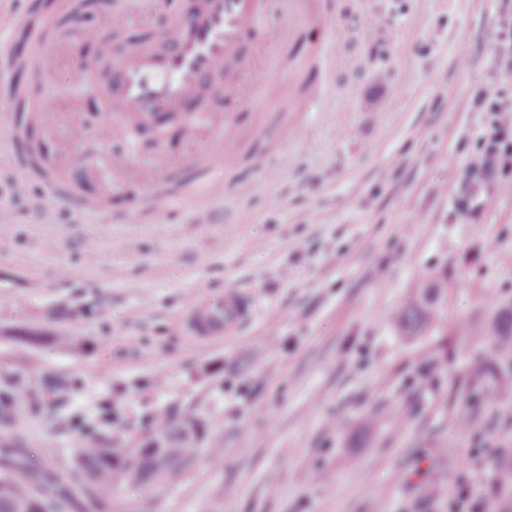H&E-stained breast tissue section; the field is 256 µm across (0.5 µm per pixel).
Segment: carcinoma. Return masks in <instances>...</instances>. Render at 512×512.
<instances>
[{
	"label": "carcinoma",
	"mask_w": 512,
	"mask_h": 512,
	"mask_svg": "<svg viewBox=\"0 0 512 512\" xmlns=\"http://www.w3.org/2000/svg\"><path fill=\"white\" fill-rule=\"evenodd\" d=\"M437 295L435 285H430L420 298L412 301L398 314L399 325L414 332L420 329L432 316V303ZM495 335L499 336L498 357L483 372V377L494 384L512 383V309L503 310L494 324ZM190 448H147L136 456H126L112 447L86 449L79 457V467L89 479L81 490L56 481L46 473L38 472L33 480L22 485L8 474L0 475V512H51L47 497L57 502H69L80 507L79 497L93 499L96 512H109L111 508L112 485L117 474H124L139 480L150 474L176 467Z\"/></svg>",
	"instance_id": "obj_1"
}]
</instances>
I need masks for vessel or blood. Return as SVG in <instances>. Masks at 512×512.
Masks as SVG:
<instances>
[{
    "label": "vessel or blood",
    "instance_id": "obj_1",
    "mask_svg": "<svg viewBox=\"0 0 512 512\" xmlns=\"http://www.w3.org/2000/svg\"><path fill=\"white\" fill-rule=\"evenodd\" d=\"M272 0H199L195 11L176 16L152 39L118 48L112 57V79L101 88L93 66L72 61L67 74L72 84L104 92L109 110L100 139L109 143L126 139L129 127L154 125L160 116H172L181 124L184 140H195L200 125H207L203 144L182 157L178 165L158 158L139 181L144 207L114 210L112 198L126 186L124 175L133 166L128 154H113L109 161V189L89 194L85 185L93 176L91 160L78 156L85 130L78 118L56 124L46 99L34 100L29 112L0 113V130L14 143L0 156V173L28 179L31 141H63L71 148L67 156H44L40 168L43 190L34 201L43 221L57 210L70 213L74 223L94 220L101 224H163L167 221L165 201L172 186L193 185L195 191L208 188V174L232 163L238 156L239 141L234 133L236 113L241 108H259L264 94L276 86L292 95L287 79L289 63L304 65V84L309 98L333 102L336 61L343 53L327 28L334 17L337 0H280L281 12L270 9ZM78 16L68 0L58 14L44 17L41 32L27 51L13 56L1 51L8 65L45 80L55 69L65 48L90 34L79 28ZM265 24L269 36L258 57H250L247 37L258 24ZM27 9L16 8L12 0H0V29L30 26ZM288 155L273 157L254 148L250 170L269 175L277 165L289 164ZM190 336L202 342L219 341L239 333L257 315L253 301L236 287H226L218 297L195 295L186 308Z\"/></svg>",
    "mask_w": 512,
    "mask_h": 512
}]
</instances>
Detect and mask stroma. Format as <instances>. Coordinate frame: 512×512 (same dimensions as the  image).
<instances>
[{
  "instance_id": "obj_1",
  "label": "stroma",
  "mask_w": 512,
  "mask_h": 512,
  "mask_svg": "<svg viewBox=\"0 0 512 512\" xmlns=\"http://www.w3.org/2000/svg\"><path fill=\"white\" fill-rule=\"evenodd\" d=\"M192 4L143 18L98 0L80 26L111 18L121 39L147 40ZM510 13L512 0H340V104L274 86L241 115L242 156L211 171L221 192L207 199L233 212L229 228L189 223L194 203L176 194L164 224H75L64 211L41 224L38 182L0 177L12 217L0 224V389L15 396L0 468L13 448L71 481L74 423L105 406L115 450L152 444L159 414L170 447H195L173 471L120 480L111 512H448L463 477L482 512H512V489L493 486L475 450L488 437L512 467V389L477 381L512 307V188L465 224L448 179L477 150L484 35ZM11 85L60 112L80 105L83 151L96 154L104 105L65 69L42 83L10 73L0 102ZM259 145L292 164L224 197ZM181 148L172 125L164 141L146 129L112 146L140 169ZM433 278L444 288L432 320L403 330L396 314ZM229 285L253 299L255 320L221 343L192 339L189 296Z\"/></svg>"
}]
</instances>
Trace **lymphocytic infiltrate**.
<instances>
[{"label": "lymphocytic infiltrate", "mask_w": 512, "mask_h": 512, "mask_svg": "<svg viewBox=\"0 0 512 512\" xmlns=\"http://www.w3.org/2000/svg\"><path fill=\"white\" fill-rule=\"evenodd\" d=\"M485 41L493 51L494 79L493 92L480 104L487 122L465 167L448 170L455 183V214L470 224L481 222L490 191L500 188L512 172V19L500 20Z\"/></svg>", "instance_id": "lymphocytic-infiltrate-1"}]
</instances>
